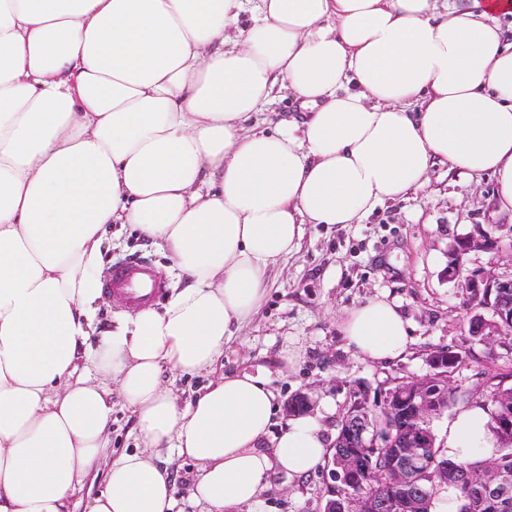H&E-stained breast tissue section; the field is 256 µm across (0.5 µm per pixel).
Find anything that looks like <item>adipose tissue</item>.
<instances>
[{
    "label": "adipose tissue",
    "instance_id": "ef3b65f1",
    "mask_svg": "<svg viewBox=\"0 0 512 512\" xmlns=\"http://www.w3.org/2000/svg\"><path fill=\"white\" fill-rule=\"evenodd\" d=\"M512 0H0V512H173L174 449L204 512H262L274 476L321 467L319 416L278 423L264 371L178 404L173 368L212 369L307 225L359 224L442 164L493 174L512 213ZM299 118L264 127L277 94ZM112 224L177 272L91 347ZM373 361L409 328L377 296L340 324ZM143 449L109 456L112 392ZM490 418L438 427L452 460L491 453Z\"/></svg>",
    "mask_w": 512,
    "mask_h": 512
}]
</instances>
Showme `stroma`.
Instances as JSON below:
<instances>
[{
    "label": "stroma",
    "mask_w": 512,
    "mask_h": 512,
    "mask_svg": "<svg viewBox=\"0 0 512 512\" xmlns=\"http://www.w3.org/2000/svg\"><path fill=\"white\" fill-rule=\"evenodd\" d=\"M495 179L470 176L435 166L427 185L409 198L377 207L361 224L309 226L301 251L279 262L270 274L264 304L224 351L216 374L266 369L278 392L279 405L302 392L311 413L326 416L337 427L355 392L376 397L394 377L414 380L430 374V353L467 349L473 360L512 370V349L468 335L473 314L457 282L444 279L448 250L455 239L480 237L497 229L512 231V214L495 204ZM103 276L115 266L149 261L172 290L176 279L165 252L153 242L113 225L104 247ZM385 295L410 324L408 351L393 360L375 362L353 353L339 325L346 312L365 300ZM299 350L295 372L283 373L286 350ZM159 465L173 481L178 512H199L191 498L198 465L161 450ZM332 483L327 470L287 480L274 478L266 502L275 512H323Z\"/></svg>",
    "instance_id": "1"
}]
</instances>
